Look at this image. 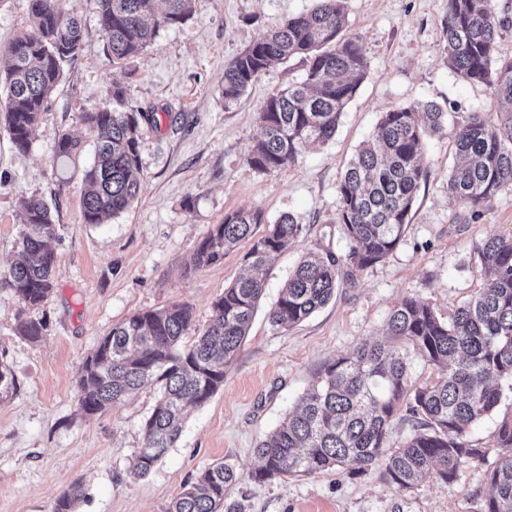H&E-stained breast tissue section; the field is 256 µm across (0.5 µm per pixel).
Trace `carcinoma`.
I'll list each match as a JSON object with an SVG mask.
<instances>
[{"instance_id": "1", "label": "carcinoma", "mask_w": 512, "mask_h": 512, "mask_svg": "<svg viewBox=\"0 0 512 512\" xmlns=\"http://www.w3.org/2000/svg\"><path fill=\"white\" fill-rule=\"evenodd\" d=\"M32 33L17 37L0 76L5 90L3 121L15 149L25 153L33 128L64 76V66L82 45V26L67 15L62 0H29ZM97 0L101 29L112 58L125 61L144 51L159 29L183 23L193 0ZM509 20L497 16L492 0H448L442 53L463 81L492 89L503 107L499 124L479 112L456 113L458 162L448 174V194L476 222L499 193L512 189V58L495 55L496 37ZM344 0H318L314 9L288 18L257 38L224 68V102L237 100L270 64L298 58L304 78L270 93L260 112L262 137L247 161L270 173L294 163L305 146L325 144L335 135L342 113L365 77L367 60L357 36L346 35ZM112 98L118 107L83 113L97 134L94 162L82 190L86 224L127 210L139 193L133 173L139 166L142 125L151 112L126 105L124 89ZM448 113L432 102L399 106L382 114L372 135L357 151L337 186L338 223L349 242L345 256L310 253L297 265L268 313L276 329L293 327L333 298L341 278L375 266L400 244L428 171L422 157L427 137L439 131ZM79 140L63 133L55 154L79 156ZM262 213L237 210L213 225L196 252L198 265L224 259L240 242L250 241L248 273L224 288L212 304L208 325L182 343L193 325L190 306L138 312L112 328L86 358L78 374V405L93 415L115 405L146 383L159 397L144 425L142 447L131 472L149 473L180 437L182 410L207 402L224 383L247 335L263 294L268 258L298 239L306 227L283 215L255 231ZM26 230L21 258L0 278L26 307L42 305L52 294L57 238L48 205L29 197L23 203ZM488 261L475 295L441 320L434 309L406 299L391 312L390 341L363 344L348 356L323 365L300 409L258 444L262 460L251 478L265 482L295 469L316 474L329 469L381 466L394 484L409 489L425 474L451 483L460 468L480 462L490 468L492 492L482 512H512V416L491 435L503 456L489 462L487 447L471 439L474 424L491 416L504 390L512 392V236L492 234L476 244ZM411 345L439 370L436 381L417 385L409 376L402 346ZM406 406L412 431L397 450L386 452L393 419ZM238 480L221 463L183 486L167 512H239L228 501Z\"/></svg>"}]
</instances>
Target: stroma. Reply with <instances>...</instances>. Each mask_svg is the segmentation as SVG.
Returning a JSON list of instances; mask_svg holds the SVG:
<instances>
[{"label": "stroma", "mask_w": 512, "mask_h": 512, "mask_svg": "<svg viewBox=\"0 0 512 512\" xmlns=\"http://www.w3.org/2000/svg\"><path fill=\"white\" fill-rule=\"evenodd\" d=\"M315 4L196 0L185 23L160 29L147 50L119 65L106 50L96 0H63L84 26L83 44L29 150L17 152L0 123V271L17 257L24 198L49 205L59 234L55 287L46 302L28 308L0 288V369L16 383L0 395V512H52L75 487V512H166L184 484L216 462L235 470L239 481L229 494L242 512H481L491 491L481 463L463 466L454 482L427 476L411 489L392 483L379 466L250 478L260 464L257 445L297 407L323 364L384 340L388 317L405 298L447 317L481 286L476 242L512 233V190L494 197L479 221L458 223L464 207L448 193L457 127L445 122L427 139L429 177L398 248L300 324L270 325L267 313L305 253H347L337 222L338 181L383 112L416 101L456 103L490 123L499 119L491 90L459 79L441 52L447 0H346L347 32L360 36L368 69L334 138L274 172L255 171L247 156L262 133L260 108L269 93L298 81L304 65H272L229 104L224 65ZM30 28L28 0H0V60ZM118 86L156 122L141 130L137 199L118 217L87 224L81 191L95 136L82 115L111 104ZM65 132L83 146L76 159L54 153ZM237 210L262 212L269 223L289 213L307 231L270 259L264 294L223 385L205 404L186 408L173 447L147 475L132 477L156 387L86 416L77 406L78 373L112 327L136 312L187 304L195 327L208 323L213 301L245 273L250 244L241 242L210 266L196 265V248ZM24 320L46 322L39 340L20 334Z\"/></svg>", "instance_id": "obj_1"}]
</instances>
